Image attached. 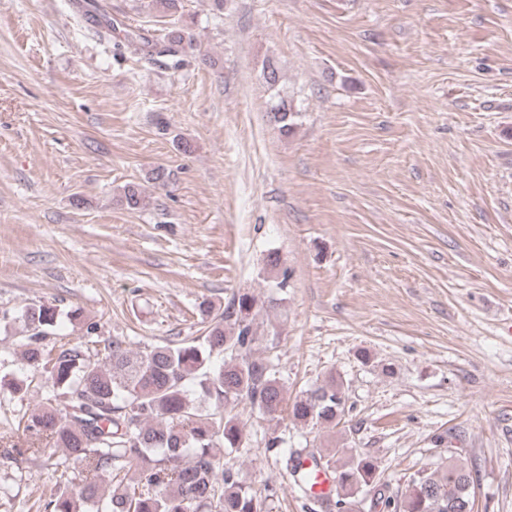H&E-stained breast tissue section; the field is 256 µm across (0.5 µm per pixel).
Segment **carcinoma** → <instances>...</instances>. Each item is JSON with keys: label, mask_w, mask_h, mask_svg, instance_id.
I'll list each match as a JSON object with an SVG mask.
<instances>
[{"label": "carcinoma", "mask_w": 512, "mask_h": 512, "mask_svg": "<svg viewBox=\"0 0 512 512\" xmlns=\"http://www.w3.org/2000/svg\"><path fill=\"white\" fill-rule=\"evenodd\" d=\"M145 8L164 24L181 5L180 0H147ZM163 31L153 38L143 29H130L117 46L169 56L193 48L182 26ZM262 77L275 91L269 121L288 136L300 111L292 98L280 95L274 60L263 63ZM117 202L129 210L147 206L135 182L123 186ZM265 265L281 275L279 285L285 287L290 274L279 254L270 252ZM256 304L248 292L232 294L217 312L203 302L200 335L137 351L118 337L50 347L46 340L58 327L57 306H24L17 316L23 360L32 373L45 376L50 397L27 418L22 440L1 439L0 450L37 460L50 472L57 491L45 512H78L79 501L95 512H268V497L253 491L212 452L248 447L247 426L234 413L235 405L246 401L271 421L286 407L297 423L334 427L345 415L346 396L343 384L332 377L291 401L286 398L273 362L255 356ZM214 355L222 357L221 364L210 365ZM194 383L197 394L189 388ZM45 443L105 474L109 496L99 483L72 476L45 456ZM326 464L336 472L339 512H362L367 500V507L382 512H474V478L449 460L415 471L394 493L380 484L379 466L368 455L345 461L332 454Z\"/></svg>", "instance_id": "cac0c4a2"}]
</instances>
